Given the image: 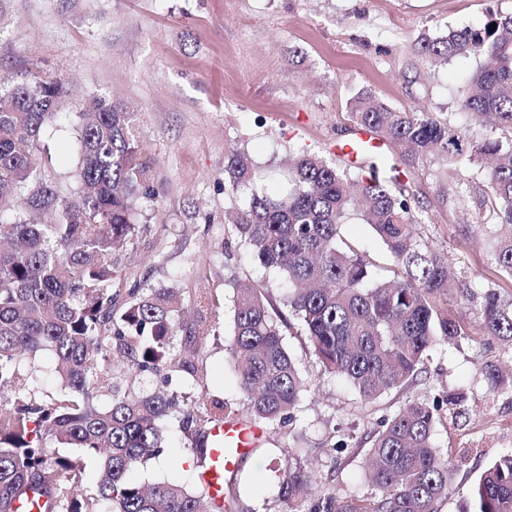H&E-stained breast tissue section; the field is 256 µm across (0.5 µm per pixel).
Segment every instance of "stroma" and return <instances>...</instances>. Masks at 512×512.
Listing matches in <instances>:
<instances>
[{
    "instance_id": "1",
    "label": "stroma",
    "mask_w": 512,
    "mask_h": 512,
    "mask_svg": "<svg viewBox=\"0 0 512 512\" xmlns=\"http://www.w3.org/2000/svg\"><path fill=\"white\" fill-rule=\"evenodd\" d=\"M492 13H512V0H0V80L22 82L38 72L66 84L42 135L46 178L64 193L77 192L85 102L98 97L134 115L158 198L136 201V231L113 260L127 284L175 285L185 312L206 291L215 321L194 360L196 374H178L169 387L181 410L209 411L217 399L243 402L227 357L234 290L250 284L281 293V274L256 265L224 222L226 211L271 188L264 181L225 192L230 151L247 153L264 171L303 152L336 160L337 144L350 135V102L361 91L396 108L421 107L481 137L482 128L457 107L458 83L480 60L436 63L417 52L415 40L481 26ZM406 174L423 241L457 256V270L472 285L471 294L452 287L444 299L469 324L471 338L437 346L415 384L366 403L345 381L322 373L306 336L286 334V349L313 390L295 430L266 428L261 449L242 461L234 512H282L274 469L284 447L313 464L318 489L366 495V436L378 419L448 389H470L474 404L436 431L456 488L442 512H457L487 465L512 450V345L484 336L476 316L483 288L502 281L490 233L474 225L485 175L469 170L463 190L456 172H438L430 162ZM490 364L500 370L494 388L484 376ZM25 375L26 385L8 397L41 400L59 390L50 355ZM160 427L165 450L137 480L192 483L191 440L178 416ZM175 457L184 461L177 473Z\"/></svg>"
}]
</instances>
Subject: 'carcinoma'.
<instances>
[{"label":"carcinoma","mask_w":512,"mask_h":512,"mask_svg":"<svg viewBox=\"0 0 512 512\" xmlns=\"http://www.w3.org/2000/svg\"><path fill=\"white\" fill-rule=\"evenodd\" d=\"M417 44L438 62L485 61L461 81L458 98L459 109L485 134L474 139L430 112L397 109L361 93L351 103L353 126L395 146L397 157L368 154L358 164H337L300 154L288 159L268 192L224 215L254 260L283 274L284 298L278 305L260 288L235 289L228 355L245 402L221 405L220 416L181 415L182 428L198 436L196 463L205 460L208 432L219 422L278 428L296 422L312 385L283 343L282 328L291 327L292 316L324 371L368 403L413 385L436 345L470 337L467 323L441 301L455 258L419 242L420 221L399 181L400 165L429 160L440 169L461 173L476 166L488 173L476 224L494 228L491 257L512 283V13L492 14L479 28L422 35ZM63 94L61 80L40 76L0 86V206L17 201L24 210L0 224V389L21 384L23 362L41 351L51 352L61 383L60 393L46 400L0 399V512H17L15 503H26L30 493L44 499L40 512H228L239 492L236 471L224 475L220 502L199 480L191 487L179 481L145 487L133 479L163 451L158 422L176 411L171 396L110 382L111 406L94 404L114 351L165 384L175 368L189 372L193 364L174 354L183 318L179 289L126 288L112 260L135 231L134 200L156 198L131 113L101 99L87 107L77 138L76 195L66 196L42 176V127ZM259 178L244 154H231L224 166L228 192ZM48 211L56 222H39ZM354 212L381 240L392 266L344 241ZM477 313L486 335L512 344L511 294L483 289ZM212 331L206 296L192 318L189 355ZM471 401L469 390L459 387L382 418L368 435L366 496L311 492L314 472L283 449L278 495L285 512H441L454 491V473L435 444L436 427L445 420L442 410L457 418ZM58 444L100 459L93 492L65 494L83 463L60 453ZM461 512H512V452L483 470Z\"/></svg>","instance_id":"obj_1"}]
</instances>
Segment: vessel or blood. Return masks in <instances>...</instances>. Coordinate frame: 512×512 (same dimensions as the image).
<instances>
[{
    "instance_id": "1",
    "label": "vessel or blood",
    "mask_w": 512,
    "mask_h": 512,
    "mask_svg": "<svg viewBox=\"0 0 512 512\" xmlns=\"http://www.w3.org/2000/svg\"><path fill=\"white\" fill-rule=\"evenodd\" d=\"M263 437L260 426L244 421H227L210 431L209 460L202 475L212 492H219L224 475L236 470L241 459L258 447Z\"/></svg>"
}]
</instances>
